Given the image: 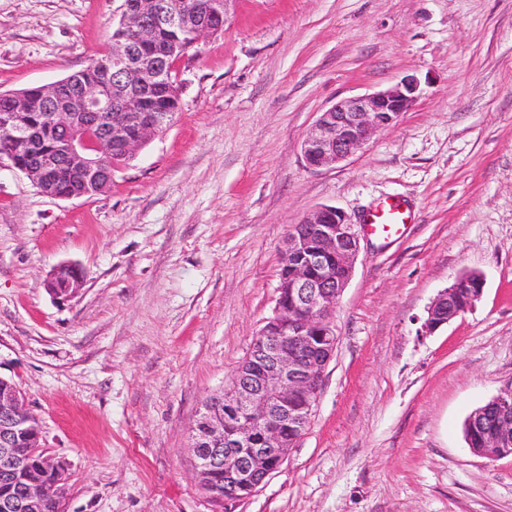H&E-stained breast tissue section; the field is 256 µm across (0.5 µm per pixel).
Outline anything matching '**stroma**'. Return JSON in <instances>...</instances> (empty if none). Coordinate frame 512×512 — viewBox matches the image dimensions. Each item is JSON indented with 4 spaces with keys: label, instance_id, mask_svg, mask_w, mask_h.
Masks as SVG:
<instances>
[{
    "label": "stroma",
    "instance_id": "stroma-1",
    "mask_svg": "<svg viewBox=\"0 0 512 512\" xmlns=\"http://www.w3.org/2000/svg\"><path fill=\"white\" fill-rule=\"evenodd\" d=\"M121 0H0V92L105 49ZM174 122L104 193L43 196L0 167V377L66 460L67 512H220L190 430L274 314L287 234L397 196L403 235L365 237L305 434L235 512H512V455L463 425L512 383V0H231L175 65ZM407 76L417 100L347 161L302 142L336 101ZM79 266L61 301L44 286ZM484 290L434 333L437 295ZM84 281L83 270L72 264L55 266L46 279L45 287L56 299H68L75 295Z\"/></svg>",
    "mask_w": 512,
    "mask_h": 512
}]
</instances>
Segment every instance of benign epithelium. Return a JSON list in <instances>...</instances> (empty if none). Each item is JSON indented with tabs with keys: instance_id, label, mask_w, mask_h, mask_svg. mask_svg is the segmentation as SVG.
Masks as SVG:
<instances>
[{
	"instance_id": "7a95c632",
	"label": "benign epithelium",
	"mask_w": 512,
	"mask_h": 512,
	"mask_svg": "<svg viewBox=\"0 0 512 512\" xmlns=\"http://www.w3.org/2000/svg\"><path fill=\"white\" fill-rule=\"evenodd\" d=\"M227 21L223 6L212 0L202 11H175L166 0H125L117 28L135 35L132 44L112 54L91 90L66 77L46 86L48 94L34 100L25 91L8 94L10 111L0 113V127L17 143L36 140L29 123L33 111L51 110L59 146L31 151L24 172L46 196L55 191L57 175L67 171L84 186L103 192L112 184L90 152L85 130L97 129L100 140L117 147L127 159L159 133L168 115L140 108L144 88L162 81L172 48L145 53L141 48L157 41L163 31L191 32L194 43L220 32ZM417 81L410 77L371 94L342 99L322 112L305 138L303 157L312 169L341 163L354 155L375 132L394 126L416 100ZM362 225L354 224L334 207H320L291 227L283 260L289 263L280 277L275 313L253 339L231 384L215 395L192 429L190 449L195 470L224 471V490L209 497L233 504L256 493L287 459L315 412L324 371L336 351L333 321L336 304L350 281ZM341 267L343 275L335 274ZM84 281L83 270L72 264L55 266L45 287L57 299L75 295ZM442 291L428 309L425 332L448 324V305L459 282ZM496 414L486 441L512 455V384L491 400ZM31 413L25 395L17 388L0 396V470L13 466L19 435L29 429ZM25 497L4 501L5 512H38L46 492L45 475L32 470L26 478Z\"/></svg>"
}]
</instances>
